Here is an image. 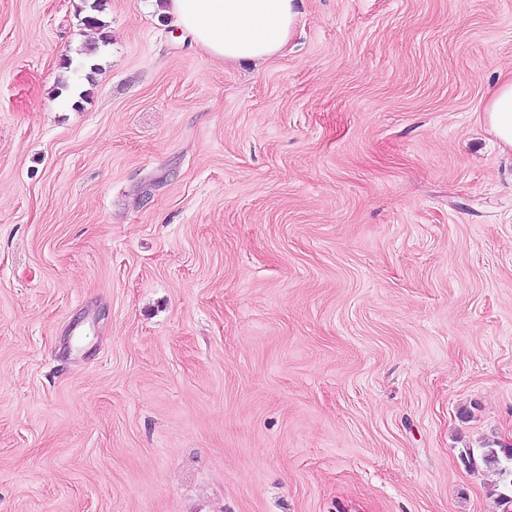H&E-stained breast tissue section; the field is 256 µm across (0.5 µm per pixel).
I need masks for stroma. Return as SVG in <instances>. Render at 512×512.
Masks as SVG:
<instances>
[{"instance_id": "obj_1", "label": "stroma", "mask_w": 512, "mask_h": 512, "mask_svg": "<svg viewBox=\"0 0 512 512\" xmlns=\"http://www.w3.org/2000/svg\"><path fill=\"white\" fill-rule=\"evenodd\" d=\"M92 2L0 0V512H500L512 0ZM299 0H168L163 14L223 61L268 60L292 35ZM482 119L503 153H512V70L502 74L490 91Z\"/></svg>"}]
</instances>
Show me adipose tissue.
<instances>
[{"mask_svg":"<svg viewBox=\"0 0 512 512\" xmlns=\"http://www.w3.org/2000/svg\"><path fill=\"white\" fill-rule=\"evenodd\" d=\"M298 5V0H168L165 13L214 58L264 61L287 44ZM482 119L501 151L512 153V71L490 91Z\"/></svg>","mask_w":512,"mask_h":512,"instance_id":"obj_1","label":"adipose tissue"}]
</instances>
